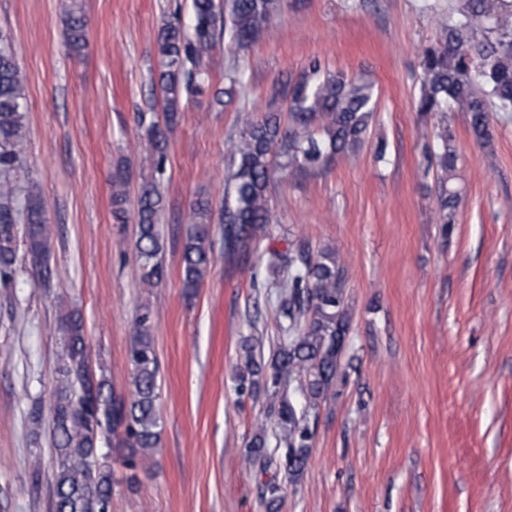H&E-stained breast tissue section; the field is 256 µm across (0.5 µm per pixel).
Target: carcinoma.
I'll use <instances>...</instances> for the list:
<instances>
[{
    "label": "carcinoma",
    "mask_w": 512,
    "mask_h": 512,
    "mask_svg": "<svg viewBox=\"0 0 512 512\" xmlns=\"http://www.w3.org/2000/svg\"><path fill=\"white\" fill-rule=\"evenodd\" d=\"M278 0H191V24L169 22L158 34L159 83L163 92L165 125L175 122L183 97L203 92L208 78L206 61L222 22L230 41L248 47L266 28ZM65 38L70 51L87 47L86 22L77 0L64 5ZM466 22L442 24L438 44L424 53L419 112H437L445 122L435 153L440 171L451 174L456 152L448 113L458 107L468 114L470 129L479 142L490 141L488 101L512 106V42L491 41L474 21L485 16V0H464ZM288 124L269 113L249 120L228 151L232 167L231 192L224 201V253L234 254L257 233L268 230L271 214L267 193L278 159L282 167L302 172L322 167L333 159L362 149L377 107L373 84L309 63L297 82L288 87ZM25 111L21 72L9 36L0 33V280L8 281L17 259V220L24 215L29 262L46 283L54 272L49 263L51 230L42 207L28 187L21 156L26 150ZM166 133L156 124L148 129L146 154L161 167ZM459 193L442 183L437 197L438 221L443 236L455 223ZM163 198L152 181L140 185L136 210V258L141 284L152 288L162 280L164 241L158 224ZM213 242L210 227L201 221L190 226L182 251L181 274L189 290L200 286L211 271ZM267 269L276 275L278 308L288 320V335L277 345L270 367L246 352V373L239 377L240 394L259 390L272 398L267 417L280 430L279 446L269 448L265 424L258 425L245 448L251 463L276 465L286 479L303 474L315 428L307 414L282 392L287 383H303L307 406H316L336 385V372L349 331L345 308L344 271L336 251L315 253L305 245L283 256L271 254ZM150 309L143 308L135 322L128 348L132 367L131 390L124 397L114 392L108 376L96 374L89 363L81 318L71 314L61 323L65 350L58 368L56 397L51 405V432L55 461L52 512H110L113 479L109 463L112 437L129 471L127 482H138L143 457L158 448L162 421L158 410L160 363L150 335ZM266 512H279L282 487L264 484Z\"/></svg>",
    "instance_id": "cac0c4a2"
}]
</instances>
